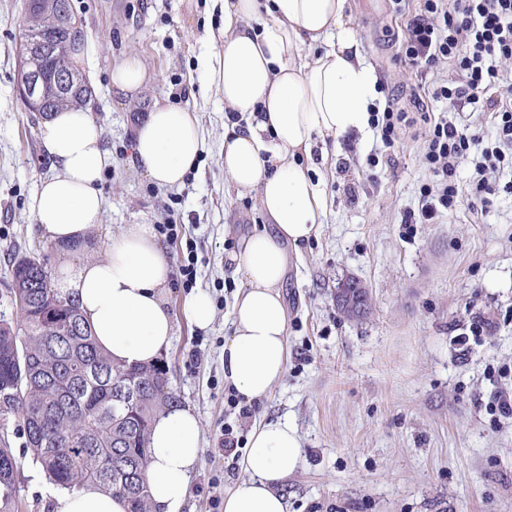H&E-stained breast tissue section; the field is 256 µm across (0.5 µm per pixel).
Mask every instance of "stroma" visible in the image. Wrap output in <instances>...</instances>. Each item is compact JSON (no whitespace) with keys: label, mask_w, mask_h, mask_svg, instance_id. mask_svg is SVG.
Returning a JSON list of instances; mask_svg holds the SVG:
<instances>
[{"label":"stroma","mask_w":512,"mask_h":512,"mask_svg":"<svg viewBox=\"0 0 512 512\" xmlns=\"http://www.w3.org/2000/svg\"><path fill=\"white\" fill-rule=\"evenodd\" d=\"M24 0H0V310L9 296V261L48 254L31 214L38 184L53 173L39 129L18 93ZM88 55L80 69L92 85L91 118L101 127L112 165L102 179L106 210L88 244L107 254L128 224L176 220L160 242L172 267L165 302L175 336L163 356L180 404L199 415L202 453L188 482L184 512H224V493L241 477L221 434L246 439L264 419L288 420L301 437L304 462L280 490L288 512H512V414L493 408L512 384V195L474 203L436 224H406L431 175L421 161L415 120L401 140L370 164L372 133L345 144L324 169L326 218L317 238L288 249L281 294L288 312V363L280 384L253 403L248 418L229 407L224 339L243 277L230 256L267 221L256 200L236 198L220 155L224 98L198 71L213 52L210 29L223 19L204 0H72ZM418 0H348L349 28L379 84L378 107L412 111L417 77L396 61ZM134 58L152 76L140 97L117 100L112 69ZM187 95L204 140L201 165L180 186L161 189L133 163V131L154 104ZM194 258L196 279L181 265ZM352 276L369 288L370 312L343 317L334 295ZM207 292L214 320L195 328L187 300ZM484 320L483 336L470 325ZM20 463L18 512H52L54 487L31 463L25 439L11 434Z\"/></svg>","instance_id":"1"}]
</instances>
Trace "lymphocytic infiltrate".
<instances>
[{"label": "lymphocytic infiltrate", "instance_id": "lymphocytic-infiltrate-1", "mask_svg": "<svg viewBox=\"0 0 512 512\" xmlns=\"http://www.w3.org/2000/svg\"><path fill=\"white\" fill-rule=\"evenodd\" d=\"M399 60L419 76L410 87L414 105L427 97L446 104L423 117L421 159L432 180L405 223L430 224L469 200L487 202L497 191L492 174L512 173V0H423L404 31ZM444 63L452 66L454 79L429 82ZM479 102L490 115L494 137L451 119L453 112ZM463 158L473 164L464 185L457 177Z\"/></svg>", "mask_w": 512, "mask_h": 512}]
</instances>
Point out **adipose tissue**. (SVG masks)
I'll return each instance as SVG.
<instances>
[{"instance_id":"obj_1","label":"adipose tissue","mask_w":512,"mask_h":512,"mask_svg":"<svg viewBox=\"0 0 512 512\" xmlns=\"http://www.w3.org/2000/svg\"><path fill=\"white\" fill-rule=\"evenodd\" d=\"M224 15L211 34L220 52L201 69L224 95V109L247 116L224 134L222 164L240 195H253L273 231L244 238L232 256L245 282L234 297L224 341V380L245 401L265 398L288 361V318L280 288L286 246L314 238L325 217L320 167L330 149L364 132L377 78L346 24L347 0H208ZM39 137L54 173L41 182L33 216L60 256L58 284L70 293L99 346L128 365H148L170 347L174 318L163 297L170 262L152 225L129 224L102 258L86 256L100 224V183L112 156L87 112L46 116ZM203 139L183 105H154L134 130L132 157L160 188L180 185L199 165ZM148 482L153 512H180L202 453L199 418L172 406L150 433ZM303 449L282 420L253 426L239 460L242 479L224 494V512H288L281 483L298 471ZM122 497L94 484L65 489L53 512H126Z\"/></svg>"}]
</instances>
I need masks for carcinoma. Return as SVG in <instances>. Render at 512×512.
<instances>
[{
  "mask_svg": "<svg viewBox=\"0 0 512 512\" xmlns=\"http://www.w3.org/2000/svg\"><path fill=\"white\" fill-rule=\"evenodd\" d=\"M23 26L31 41L56 44L48 59L36 55L29 64L74 79L67 91L48 88L45 110L84 106L90 89L69 67L74 39L57 24L55 8L26 11ZM11 270V316L0 314V512L17 508L13 419L32 464L53 486L97 484L125 498L129 512H151L150 428L177 402L165 365H126L104 352L74 301L55 287L48 255L17 254Z\"/></svg>",
  "mask_w": 512,
  "mask_h": 512,
  "instance_id": "1",
  "label": "carcinoma"
}]
</instances>
